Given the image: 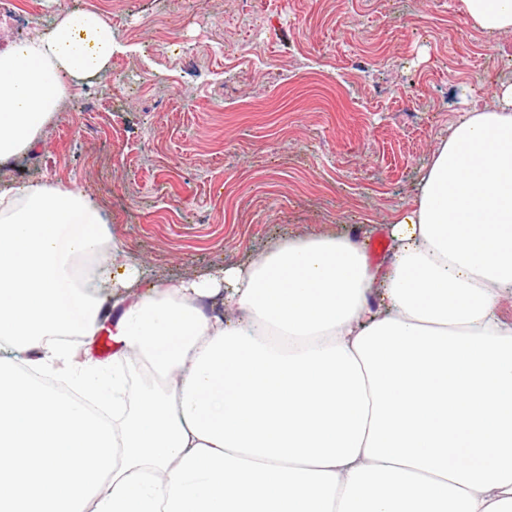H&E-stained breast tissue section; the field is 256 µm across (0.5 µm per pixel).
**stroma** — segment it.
Listing matches in <instances>:
<instances>
[{"label": "stroma", "mask_w": 512, "mask_h": 512, "mask_svg": "<svg viewBox=\"0 0 512 512\" xmlns=\"http://www.w3.org/2000/svg\"><path fill=\"white\" fill-rule=\"evenodd\" d=\"M122 46L72 87L16 181L75 185L150 277L178 281L288 237L387 238L448 127L483 88L512 80V34L468 26L461 0H77ZM0 48L54 22L20 0ZM268 41L243 61L252 24ZM196 52L200 73L178 54Z\"/></svg>", "instance_id": "35a3bbf8"}]
</instances>
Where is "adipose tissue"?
I'll return each instance as SVG.
<instances>
[{
	"instance_id": "1",
	"label": "adipose tissue",
	"mask_w": 512,
	"mask_h": 512,
	"mask_svg": "<svg viewBox=\"0 0 512 512\" xmlns=\"http://www.w3.org/2000/svg\"><path fill=\"white\" fill-rule=\"evenodd\" d=\"M462 4L512 33V0ZM120 48L72 7L0 49V165ZM492 98L450 126L378 271L332 233L157 281L77 186L0 179V512H512V80ZM105 328L112 363L63 342Z\"/></svg>"
}]
</instances>
